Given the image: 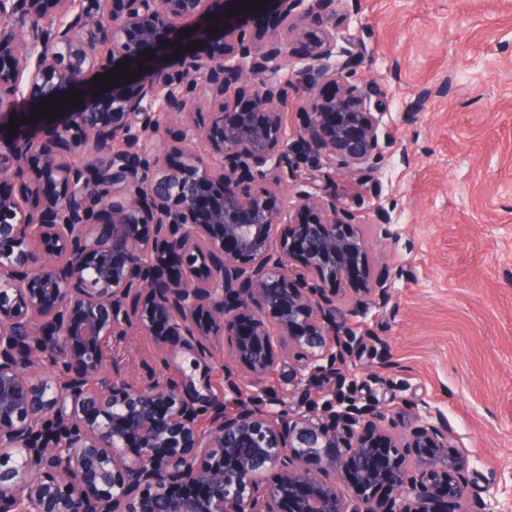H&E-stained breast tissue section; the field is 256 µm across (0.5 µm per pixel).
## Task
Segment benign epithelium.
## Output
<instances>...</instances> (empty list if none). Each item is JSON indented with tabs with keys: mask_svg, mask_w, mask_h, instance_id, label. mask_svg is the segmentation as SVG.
I'll list each match as a JSON object with an SVG mask.
<instances>
[{
	"mask_svg": "<svg viewBox=\"0 0 512 512\" xmlns=\"http://www.w3.org/2000/svg\"><path fill=\"white\" fill-rule=\"evenodd\" d=\"M272 2L276 26L256 36L215 0H0V117L23 101L42 121L40 99L64 90L83 100L51 149L0 140L14 184L0 192V512H493L440 414L397 433L401 407L346 387L356 354L385 344L338 320L336 296L355 259L348 315L385 308L391 283L371 278L367 241L300 165L376 169L381 89L336 59V0ZM308 21L299 72L320 84L293 134L288 72ZM195 40L206 51L180 68L156 62ZM118 63V85L93 97L87 78ZM199 100L210 125L184 124L185 161L169 167L165 132ZM158 320L160 370L140 385L106 373L111 339ZM217 342L251 389L226 373L224 393L193 397L163 373L181 346L207 357ZM278 345L293 357L286 392L265 384Z\"/></svg>",
	"mask_w": 512,
	"mask_h": 512,
	"instance_id": "7a95c632",
	"label": "benign epithelium"
}]
</instances>
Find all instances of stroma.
Masks as SVG:
<instances>
[{
  "mask_svg": "<svg viewBox=\"0 0 512 512\" xmlns=\"http://www.w3.org/2000/svg\"><path fill=\"white\" fill-rule=\"evenodd\" d=\"M359 56L356 77L383 93L391 143L373 173L380 189L305 165L318 187L350 207L370 239V264L389 273L392 299L351 319L386 344L387 385L351 370L358 396L444 416L475 470L474 488L512 512V0H359L338 9ZM389 211L392 238L375 225ZM155 339L120 336L112 370L140 382ZM250 375L222 345L201 357L178 349L168 376L192 396L220 392L225 371Z\"/></svg>",
  "mask_w": 512,
  "mask_h": 512,
  "instance_id": "stroma-1",
  "label": "stroma"
}]
</instances>
